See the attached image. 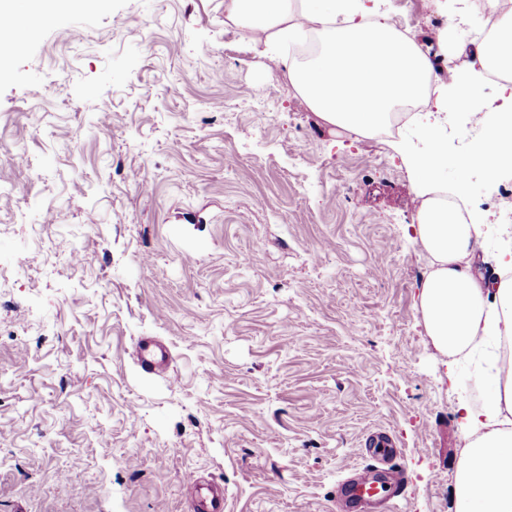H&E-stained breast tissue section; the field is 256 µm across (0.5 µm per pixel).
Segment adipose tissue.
Returning <instances> with one entry per match:
<instances>
[{
	"label": "adipose tissue",
	"mask_w": 512,
	"mask_h": 512,
	"mask_svg": "<svg viewBox=\"0 0 512 512\" xmlns=\"http://www.w3.org/2000/svg\"><path fill=\"white\" fill-rule=\"evenodd\" d=\"M224 12L251 44L271 52L282 41L318 36L320 49L312 59L288 57L282 64L325 122L369 136L406 103L421 101L429 112L453 104L471 114L482 131L462 166L480 168L491 178L512 167V86L502 87L495 106L482 94L487 74L512 76V14L499 20L493 36L478 42L479 66L461 83L452 74L438 77L419 42L364 0H331L325 13L314 9L313 0H224ZM419 135L427 149L408 160L423 198L418 240L431 262L421 293L428 334L447 355L512 339V279L475 275L473 256L487 229L473 218L459 220L434 200L448 147L435 125L423 124ZM506 412L512 414V372L495 377L483 406L467 410L463 419L475 440L459 470L455 512H512V428L500 425Z\"/></svg>",
	"instance_id": "obj_1"
}]
</instances>
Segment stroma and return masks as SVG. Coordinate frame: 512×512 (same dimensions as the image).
Listing matches in <instances>:
<instances>
[{"mask_svg": "<svg viewBox=\"0 0 512 512\" xmlns=\"http://www.w3.org/2000/svg\"><path fill=\"white\" fill-rule=\"evenodd\" d=\"M383 2L474 61L461 28L410 27L432 0ZM292 51L224 0H82L0 61V512H191L189 471L224 512H336L376 430L404 478L385 512H453L478 367L427 333L419 198L391 140L310 110ZM443 136L441 181L512 211L454 163L476 136ZM137 359L146 371L165 372L169 354L162 342L155 338L144 337L137 343Z\"/></svg>", "mask_w": 512, "mask_h": 512, "instance_id": "stroma-1", "label": "stroma"}]
</instances>
